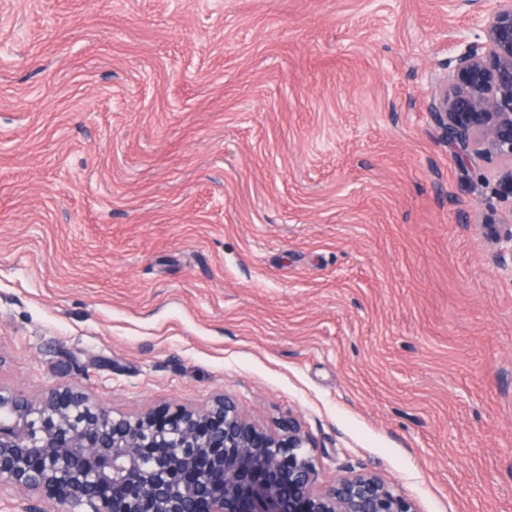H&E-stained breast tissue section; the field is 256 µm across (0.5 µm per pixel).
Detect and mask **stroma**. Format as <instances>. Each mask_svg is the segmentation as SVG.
I'll return each mask as SVG.
<instances>
[{"instance_id":"obj_1","label":"stroma","mask_w":512,"mask_h":512,"mask_svg":"<svg viewBox=\"0 0 512 512\" xmlns=\"http://www.w3.org/2000/svg\"><path fill=\"white\" fill-rule=\"evenodd\" d=\"M456 0H0V388L231 395L321 484L512 512V225L431 107ZM507 226L505 230L502 228L492 230L488 238L497 245L493 254L497 268L512 279V225L507 224Z\"/></svg>"}]
</instances>
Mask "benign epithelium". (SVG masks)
Here are the masks:
<instances>
[{
    "label": "benign epithelium",
    "instance_id": "1",
    "mask_svg": "<svg viewBox=\"0 0 512 512\" xmlns=\"http://www.w3.org/2000/svg\"><path fill=\"white\" fill-rule=\"evenodd\" d=\"M483 39L456 57L432 116L461 167L474 155L507 163L498 194L512 199V0H463ZM494 260L512 277V225L494 229ZM115 416L66 381L35 402L0 390V491L43 512H416L412 499L370 472L316 482V442L300 421L271 434L230 395L210 407ZM109 489L107 500L92 495Z\"/></svg>",
    "mask_w": 512,
    "mask_h": 512
}]
</instances>
